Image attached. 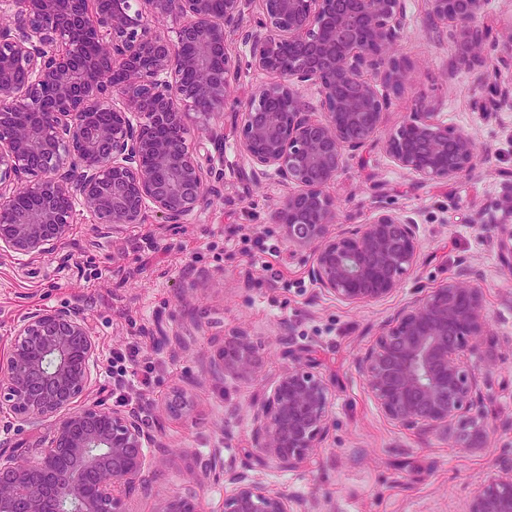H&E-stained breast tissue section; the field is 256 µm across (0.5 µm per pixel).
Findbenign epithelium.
I'll return each instance as SVG.
<instances>
[{"label":"benign epithelium","instance_id":"obj_1","mask_svg":"<svg viewBox=\"0 0 512 512\" xmlns=\"http://www.w3.org/2000/svg\"><path fill=\"white\" fill-rule=\"evenodd\" d=\"M430 20L450 29L455 67L484 77L487 0H424ZM246 0H0V253L55 257L76 207L107 228L185 224L212 188L200 150L224 160V125L235 118L237 147L253 174L274 175L287 193L271 211L289 247L309 254L320 292L350 304L391 295L419 261L418 226L378 208L363 224L338 222L328 193L348 157L375 142L388 91L409 62L394 46L403 0H262L243 24ZM169 18L165 33L152 21ZM274 77L249 98L235 94L241 57ZM315 87L313 104L305 91ZM206 104L207 112L199 109ZM392 162L424 181L448 183L470 172L479 147L448 130L421 102L388 137ZM492 224L498 262L512 269V224ZM484 289L450 277L387 321L361 352L358 372L382 415L404 430L451 436L482 447L489 368L483 340ZM274 386L256 396L250 420L253 461L281 472L308 466L330 428V387L307 351L288 354ZM98 363L89 320L74 308H36L14 325L0 356V427L49 421L31 457L0 448V512H127L163 475L166 450L151 405L108 408L88 400ZM261 372L244 331L226 338L207 373L214 380ZM224 476L223 512H294L303 502L273 490L222 457L198 459L183 491L156 512H200L202 479ZM465 512H512V454Z\"/></svg>","mask_w":512,"mask_h":512}]
</instances>
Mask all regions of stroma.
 Returning a JSON list of instances; mask_svg holds the SVG:
<instances>
[{
  "label": "stroma",
  "mask_w": 512,
  "mask_h": 512,
  "mask_svg": "<svg viewBox=\"0 0 512 512\" xmlns=\"http://www.w3.org/2000/svg\"><path fill=\"white\" fill-rule=\"evenodd\" d=\"M485 21L492 29L485 52L497 71L480 85L453 68V41L432 33L423 0H404L396 51L411 70L389 93L377 142L350 157L329 189L341 223H364L387 207L418 224V266L392 295L352 306L319 292L307 274V254L293 252L269 221L285 188L272 175L248 178L250 166L229 127L221 192L190 223L98 231L79 211L59 256L31 261L0 254V353L9 350L14 326L27 312L74 307L92 324L99 345L92 397L113 407L146 401L159 408L174 388L187 391L192 414L159 420L158 436L171 451L157 488L164 498L180 492L181 472L211 449L236 466L248 464L255 394L283 371L284 350H313L331 388L329 435L310 466L265 470L261 480L288 489L309 512H464L492 475L495 458L512 452V271L497 262L491 225L476 221L482 212L506 218L498 204L512 176V106L491 110L487 104L497 91L512 93V63L502 62L500 52V36L512 28V0H488ZM421 101L479 145L472 171L445 186L395 167L383 148ZM462 273L485 291L484 347L492 373L487 437L471 450L389 422L356 367L396 310ZM158 322L179 337L182 352L152 336ZM241 330L262 356L261 377L210 379L206 367L216 341ZM134 345L152 368L149 383L116 387L112 358ZM232 406L238 415H228Z\"/></svg>",
  "instance_id": "1"
}]
</instances>
